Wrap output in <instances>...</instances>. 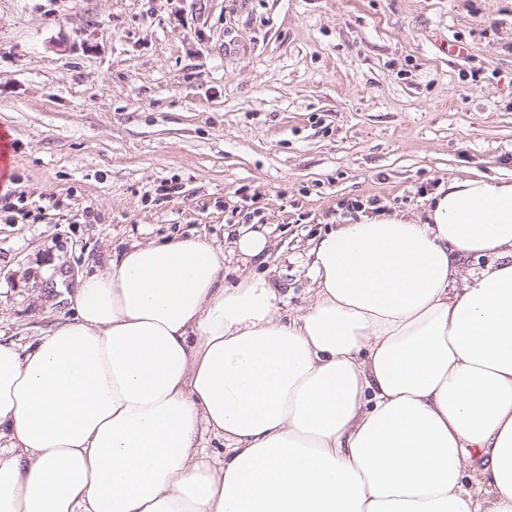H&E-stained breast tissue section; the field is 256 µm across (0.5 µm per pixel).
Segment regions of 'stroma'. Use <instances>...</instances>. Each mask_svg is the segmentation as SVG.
Returning <instances> with one entry per match:
<instances>
[{"mask_svg":"<svg viewBox=\"0 0 512 512\" xmlns=\"http://www.w3.org/2000/svg\"><path fill=\"white\" fill-rule=\"evenodd\" d=\"M4 130L1 342L67 313L56 275L228 246L254 210L267 250L224 281L265 275L294 314L341 202L417 217L448 179L512 178V0H0Z\"/></svg>","mask_w":512,"mask_h":512,"instance_id":"1","label":"stroma"}]
</instances>
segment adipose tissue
<instances>
[{
	"instance_id": "adipose-tissue-1",
	"label": "adipose tissue",
	"mask_w": 512,
	"mask_h": 512,
	"mask_svg": "<svg viewBox=\"0 0 512 512\" xmlns=\"http://www.w3.org/2000/svg\"><path fill=\"white\" fill-rule=\"evenodd\" d=\"M224 251L132 242L0 342V512H512V180L338 225L288 319Z\"/></svg>"
}]
</instances>
